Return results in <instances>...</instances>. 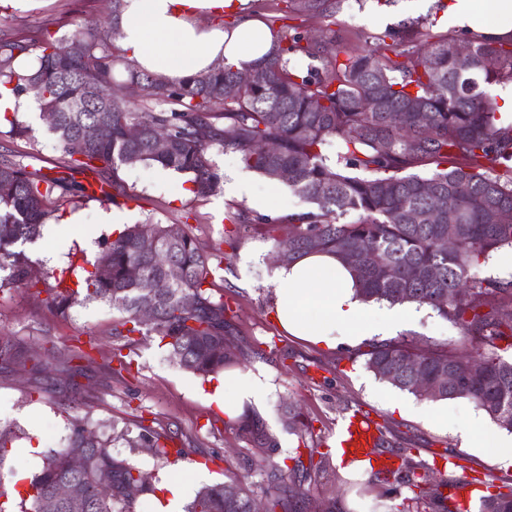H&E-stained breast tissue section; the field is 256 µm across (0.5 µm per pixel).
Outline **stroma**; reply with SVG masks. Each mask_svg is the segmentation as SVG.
Wrapping results in <instances>:
<instances>
[{"mask_svg":"<svg viewBox=\"0 0 512 512\" xmlns=\"http://www.w3.org/2000/svg\"><path fill=\"white\" fill-rule=\"evenodd\" d=\"M281 6V0L245 4L274 31L289 26L304 35L336 38L340 46L355 51L376 49L383 39L397 49H410L401 35L405 27L434 40L447 34L439 21L440 7L409 11L403 0H340L335 13L310 17H285ZM111 9L110 0H30L24 9L14 0H0V37L35 28L61 37L72 23L105 20ZM389 13L397 17L390 25L381 20ZM15 117L31 125L35 135L13 134L9 122L1 121L0 147L29 170L61 173L65 154L39 119L37 107L22 109ZM115 195L114 209L128 223L176 227L209 255L213 289L223 295L235 327L227 339L240 359L235 372L256 375L269 387L258 415L279 443L274 460L297 447L334 442L343 418L362 407L383 429L392 449H411L415 460L427 464L430 482H473L460 512H478L486 483L512 481V466L499 462L497 448L511 433L489 420L483 447L464 445L459 425L480 414L471 401H431L379 380L366 367L372 338L328 348L283 331L269 283L277 265L275 246L265 227L283 210L261 211L247 198L221 190L198 197L185 176L143 164L119 169ZM104 208V203L75 192L59 198L48 232L25 247L39 291L0 292V336L32 353L20 362L0 364V423L25 433L0 466V482L9 489L25 485L41 468L45 450L64 445L72 418L86 416L120 427L140 421L170 435L173 447L184 449L183 460L191 465L181 475L183 482L198 488L237 479L254 497L264 498L266 482L257 466L262 451L239 435L233 418L202 397L211 379L182 369L153 337L113 335L115 315L106 303L77 304L64 314L47 305L43 291L54 286L63 270L95 261L106 232L99 220ZM76 214L81 217L77 224L71 221ZM395 338L419 349L460 353L476 347L458 326L426 307ZM77 349L83 350L84 359L74 358ZM291 402L309 417L311 434L300 437L285 430L283 410ZM301 489L308 496L309 512L331 507L336 512H372L374 504L386 500L384 486L367 463L348 468L332 454L314 458Z\"/></svg>","mask_w":512,"mask_h":512,"instance_id":"1","label":"stroma"}]
</instances>
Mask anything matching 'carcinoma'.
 <instances>
[{
	"label": "carcinoma",
	"instance_id": "obj_1",
	"mask_svg": "<svg viewBox=\"0 0 512 512\" xmlns=\"http://www.w3.org/2000/svg\"><path fill=\"white\" fill-rule=\"evenodd\" d=\"M293 14L319 16L333 10L336 0H284ZM122 0H112V18L74 24L71 34L54 37L46 29H32L14 38H0V87L19 96L38 81L43 94L40 110L57 118L50 132L67 156L66 168L96 176V183L77 185L85 195L98 185L115 201L110 171L131 163L157 164L189 175L192 191L207 197L217 191L221 176L210 159L216 147L237 152L242 163L272 181L288 170V189L309 207L269 225L285 233L290 264L303 256L325 251L336 255L356 273L365 302L427 306L460 327L464 335L488 347L474 355L438 349L418 350L401 341L371 345L367 368L392 387L415 396L413 376L441 379L444 385L429 395L433 401L464 398L490 419L512 432V278H481L475 269L492 252L512 247V125L497 118L496 97L487 88L512 80V41H469L470 53L461 56L456 42L441 38L418 50L395 57L376 51L359 53L300 33H282L276 52L255 68L259 77L224 96V86L237 71L222 66L181 83H170L130 66L126 81L144 102L139 112L119 100L101 99L98 86L113 79L112 38L119 33ZM81 52L72 53V46ZM33 54L37 65L21 70L17 59ZM310 60L302 70L292 61ZM494 66L488 67L487 61ZM169 105L166 111L162 106ZM415 107L428 111V122L397 124L401 112ZM99 125L110 127L105 140L93 137ZM136 126L131 140L127 129ZM168 130L167 149L154 145L157 128ZM275 141L272 155L263 144ZM339 146L336 155L329 147ZM434 165L428 173L417 168ZM67 178L27 170L8 153L0 154V291L37 288L25 246L41 237V228L57 197L69 191ZM448 198V208L433 211L432 194ZM491 208L501 210L498 224L486 221ZM349 213L358 219L348 222ZM451 236L456 246L444 251L440 240ZM317 240L311 245V240ZM357 252L358 260L347 255ZM181 270L169 282L170 267ZM94 270L74 281L46 289L48 304L66 312L73 303L100 301L118 313L113 335L147 332L160 339L169 356L184 370L200 376L217 374L236 363L224 353V337L232 323L225 318L224 296L215 295L209 278V256L184 234L171 236L161 224H133L112 239H104ZM109 270L101 279L97 271ZM192 298L194 307H185ZM154 303L156 319L142 325L136 319L141 304ZM417 373H412L415 364ZM285 423L296 434L310 432L298 406L285 408ZM241 435L258 448L277 451L278 443L264 421L246 415L237 424ZM107 434L76 418L66 445L50 451L42 469L29 479L30 492L20 497L0 487V512H137V499L127 488L140 484L150 495L155 487L139 482L142 471L129 459L112 452L118 439L154 448L168 457V437L139 427ZM87 468H69L72 456ZM396 467L375 472L389 486L406 485L415 503L426 502L434 512H459L452 496L429 482L407 448L395 454ZM293 465L258 462L266 471V499L270 512L288 507L303 512L306 494L302 478L309 467L295 451ZM106 475V488L92 491L93 481ZM66 482L83 495L74 509L67 502L45 508L51 489ZM250 489L237 480L202 486L185 512H248ZM480 512H512V486L482 496Z\"/></svg>",
	"mask_w": 512,
	"mask_h": 512
}]
</instances>
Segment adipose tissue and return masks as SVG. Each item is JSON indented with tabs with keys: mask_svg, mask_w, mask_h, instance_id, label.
Segmentation results:
<instances>
[{
	"mask_svg": "<svg viewBox=\"0 0 512 512\" xmlns=\"http://www.w3.org/2000/svg\"><path fill=\"white\" fill-rule=\"evenodd\" d=\"M233 0H123L120 43L138 70L178 83L218 65L247 71L270 58L275 42L258 18L238 13L221 24ZM450 30L495 41L512 39V0H448L441 17ZM277 320L285 332L334 347L366 336H390L413 320L412 312L379 303L369 309L355 291V278L341 260L313 253L272 272ZM225 414L244 405L263 407L259 378L224 377L210 395Z\"/></svg>",
	"mask_w": 512,
	"mask_h": 512,
	"instance_id": "1",
	"label": "adipose tissue"
}]
</instances>
